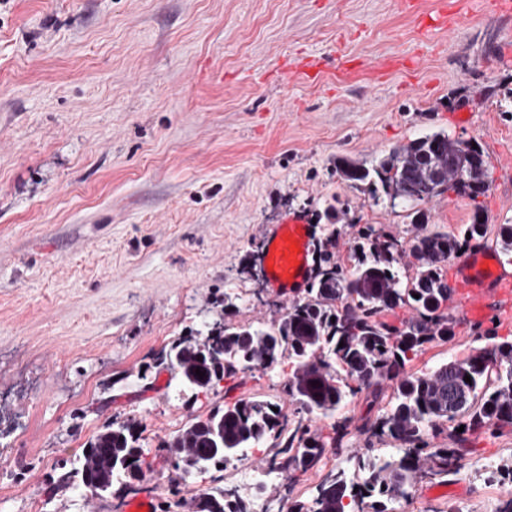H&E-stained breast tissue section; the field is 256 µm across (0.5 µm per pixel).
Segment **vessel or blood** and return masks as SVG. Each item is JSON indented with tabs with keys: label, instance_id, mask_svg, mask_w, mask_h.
<instances>
[{
	"label": "vessel or blood",
	"instance_id": "1",
	"mask_svg": "<svg viewBox=\"0 0 512 512\" xmlns=\"http://www.w3.org/2000/svg\"><path fill=\"white\" fill-rule=\"evenodd\" d=\"M314 229L299 213L265 233L263 270L269 288L284 298L299 295L310 279L308 255ZM450 305L468 321L485 322L497 308L512 305V270L496 265L484 247L472 248L451 269Z\"/></svg>",
	"mask_w": 512,
	"mask_h": 512
}]
</instances>
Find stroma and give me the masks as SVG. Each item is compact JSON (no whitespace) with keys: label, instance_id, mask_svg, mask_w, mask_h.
<instances>
[{"label":"stroma","instance_id":"obj_1","mask_svg":"<svg viewBox=\"0 0 512 512\" xmlns=\"http://www.w3.org/2000/svg\"><path fill=\"white\" fill-rule=\"evenodd\" d=\"M404 2L0 0V512H124L147 489L152 512H188L195 487L249 493L275 437L186 481L161 443L246 398L293 414L291 361L199 393L153 359L220 318L267 325L288 310L260 264L265 231L288 214L306 213L344 262L366 226L409 240L413 206L374 204L337 176L338 158L369 163L436 131L478 142L486 194L447 192L428 208L458 238L482 208L495 248L512 224V17L481 0ZM305 55L319 80L280 74ZM330 205L339 223L324 219ZM492 336L512 340V314L456 317L454 338L407 369L430 372ZM390 398L365 390L317 419L325 438L346 425L343 448L271 476L253 512L309 502L353 449L396 453L362 433ZM128 421L144 477L91 496L72 469L105 425ZM507 459L512 425L472 435L459 471L422 478L397 512H498L512 483L480 475Z\"/></svg>","mask_w":512,"mask_h":512}]
</instances>
